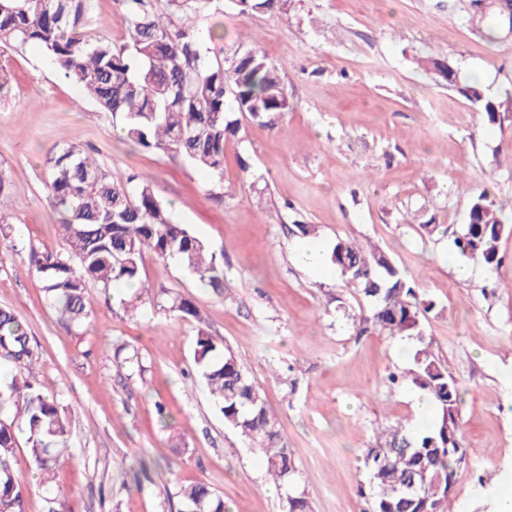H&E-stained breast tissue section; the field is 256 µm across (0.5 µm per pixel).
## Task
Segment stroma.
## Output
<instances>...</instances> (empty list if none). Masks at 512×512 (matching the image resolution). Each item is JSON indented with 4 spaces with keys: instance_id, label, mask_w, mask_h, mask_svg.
<instances>
[{
    "instance_id": "obj_1",
    "label": "stroma",
    "mask_w": 512,
    "mask_h": 512,
    "mask_svg": "<svg viewBox=\"0 0 512 512\" xmlns=\"http://www.w3.org/2000/svg\"><path fill=\"white\" fill-rule=\"evenodd\" d=\"M216 19L225 52L242 35L259 37L291 102L277 129L247 122L228 143L220 201L208 172L114 134L111 115L37 47L0 50L12 77L0 100V164L14 215L0 238V307L26 326L42 388L70 430L47 485L16 430L24 512H178V488L199 481L230 512H281L258 455L195 373L201 330L222 337L262 387L313 512H361L362 452L381 429L423 422L419 389L387 381L412 366L403 337L357 334L346 315L366 302L340 274L302 264L297 220L318 225L326 248L339 237L382 247L435 302L424 333L461 388L467 448L449 506L491 512L490 492L512 467V16L498 0H288L254 15L226 0ZM430 58L456 70V85L438 83ZM472 82L504 102L495 120L464 95ZM73 138L115 179L152 175L174 220L221 260L223 291L149 256L152 301L139 315L94 289L82 329L60 320L29 250L61 244L43 170L50 150ZM483 192L507 218L492 268L452 243ZM427 222L448 234L422 235ZM171 294L193 300L201 321L162 310ZM122 344L138 350L140 367L117 365Z\"/></svg>"
}]
</instances>
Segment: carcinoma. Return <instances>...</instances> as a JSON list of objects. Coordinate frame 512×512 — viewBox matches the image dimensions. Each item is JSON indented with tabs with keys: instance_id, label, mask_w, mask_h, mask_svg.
I'll return each instance as SVG.
<instances>
[{
	"instance_id": "carcinoma-1",
	"label": "carcinoma",
	"mask_w": 512,
	"mask_h": 512,
	"mask_svg": "<svg viewBox=\"0 0 512 512\" xmlns=\"http://www.w3.org/2000/svg\"><path fill=\"white\" fill-rule=\"evenodd\" d=\"M92 0H0V47L34 45L59 76L77 85L100 109L111 114L129 142L182 158L210 172L221 186L227 143L242 129V119L275 129L290 110L279 68L258 38L224 54L223 36L203 27L215 0H131L126 37L115 43L97 31ZM240 13H267L288 0H233ZM432 70L449 86L457 72L433 59ZM466 97L488 116L501 104L473 83ZM50 205L61 215L57 249L31 250V262L45 281L48 303L59 316L80 326L88 317L89 285L118 295L137 285L124 310L134 312L149 295L142 279L148 254L174 260L205 287L224 283L216 255L184 224L176 223L149 176L115 180L94 153L79 142L56 147L46 160ZM10 181L0 164V231L12 224L8 212ZM503 214L488 196L474 200L467 224L454 244L460 254L496 266L495 243L505 230ZM344 281L369 303V314L351 316L358 333L369 328L417 342L411 382L425 392L435 413L416 432L398 423L381 432L363 452L368 489H360L363 512H449L448 498L467 449L458 410L460 388L426 340L423 321L434 303L419 298L415 283L377 246L363 248L336 238L328 255ZM168 312L201 320L189 299L171 295ZM194 363L224 424L262 457L268 481L283 491L282 512H312L308 498L291 490L297 466L278 428L262 387L224 340L199 331ZM0 363L12 370L0 383V512H24L23 481L12 461L17 447L14 426L28 433L32 468L43 479L68 452V421L53 395L45 393L34 372V353L26 327L8 307H0ZM182 512H228L224 497L204 483L178 491Z\"/></svg>"
}]
</instances>
